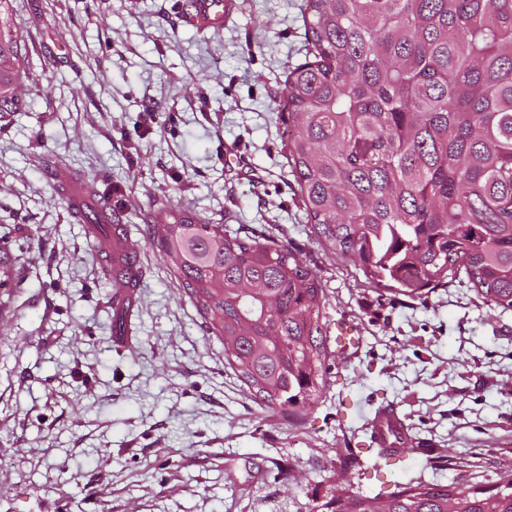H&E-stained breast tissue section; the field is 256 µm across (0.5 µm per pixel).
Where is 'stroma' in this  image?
<instances>
[{
  "mask_svg": "<svg viewBox=\"0 0 512 512\" xmlns=\"http://www.w3.org/2000/svg\"><path fill=\"white\" fill-rule=\"evenodd\" d=\"M197 31L178 0H15L25 106L0 123V221L24 281L0 318V512H315L340 488L512 471V312L452 283L394 296L308 224L278 104L308 46L303 0H241ZM112 182L142 271L126 341L112 280L55 183ZM287 242L326 294L327 383L299 421L259 406L146 242L152 199ZM356 328L355 344L337 340ZM396 407L409 452L364 448Z\"/></svg>",
  "mask_w": 512,
  "mask_h": 512,
  "instance_id": "35a3bbf8",
  "label": "stroma"
}]
</instances>
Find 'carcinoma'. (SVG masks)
<instances>
[{
  "instance_id": "1",
  "label": "carcinoma",
  "mask_w": 512,
  "mask_h": 512,
  "mask_svg": "<svg viewBox=\"0 0 512 512\" xmlns=\"http://www.w3.org/2000/svg\"><path fill=\"white\" fill-rule=\"evenodd\" d=\"M312 58L286 77L288 163L307 221L366 279L409 298L462 277L512 311V0H306ZM12 0H0V119L23 103ZM148 241L267 411L315 404L329 361L325 292L288 244L204 224L154 199ZM0 238V288H19ZM389 462L403 449L371 438ZM339 490L321 512H512V472L487 484Z\"/></svg>"
}]
</instances>
